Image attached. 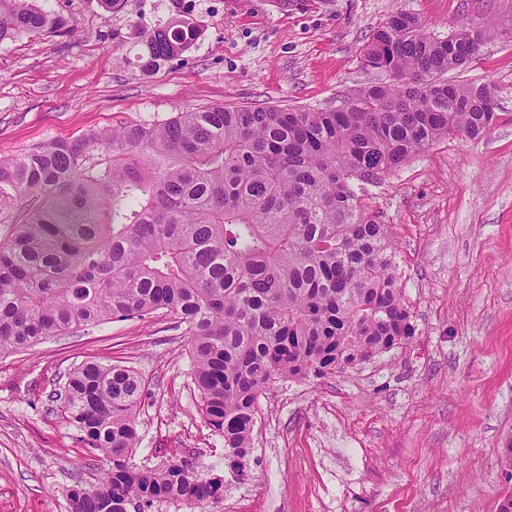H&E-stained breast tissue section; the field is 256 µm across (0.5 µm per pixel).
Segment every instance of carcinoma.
I'll use <instances>...</instances> for the list:
<instances>
[{
    "label": "carcinoma",
    "instance_id": "cac0c4a2",
    "mask_svg": "<svg viewBox=\"0 0 512 512\" xmlns=\"http://www.w3.org/2000/svg\"><path fill=\"white\" fill-rule=\"evenodd\" d=\"M71 30L36 0H0V43ZM201 32L178 13L141 30L135 65L155 72ZM484 38L465 23L434 38L397 13L362 54L388 81L336 108L213 106L0 158V356L109 320L164 317L187 337L204 421L226 457L245 460L274 380L343 372L414 336L389 225L354 185L491 130L496 87L447 78ZM145 387L129 366L87 361L55 395L107 465L96 483L72 486L70 512H146L161 500L207 512L223 497L222 479L185 460L137 466Z\"/></svg>",
    "mask_w": 512,
    "mask_h": 512
}]
</instances>
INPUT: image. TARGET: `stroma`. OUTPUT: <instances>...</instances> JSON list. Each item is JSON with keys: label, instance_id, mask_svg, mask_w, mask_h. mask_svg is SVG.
Instances as JSON below:
<instances>
[{"label": "stroma", "instance_id": "35a3bbf8", "mask_svg": "<svg viewBox=\"0 0 512 512\" xmlns=\"http://www.w3.org/2000/svg\"><path fill=\"white\" fill-rule=\"evenodd\" d=\"M37 3L75 29L0 43L1 156L215 105L328 107L381 81L360 52L399 12L439 38L486 27L461 75L496 86L499 119L482 139L438 142L359 186L391 227L416 334L346 372L271 383L245 476L204 421L186 339L157 321H110L0 357V512H69L75 482L97 478L52 399L87 360L144 378L136 462L187 459L222 477L217 512H495L512 492L501 461L512 445V0ZM182 3L202 35L143 73L138 28Z\"/></svg>", "mask_w": 512, "mask_h": 512}]
</instances>
